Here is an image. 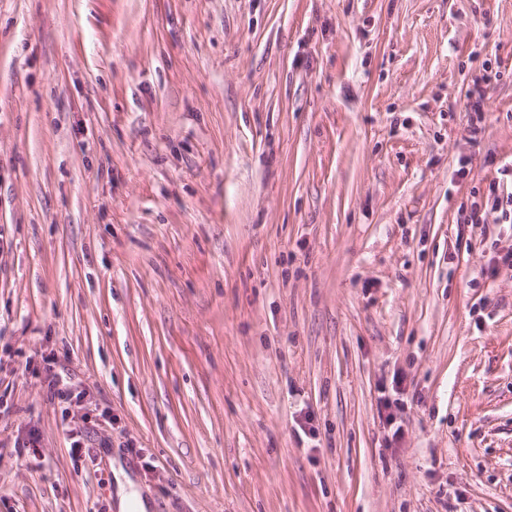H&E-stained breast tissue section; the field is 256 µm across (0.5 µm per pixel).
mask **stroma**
Listing matches in <instances>:
<instances>
[{
    "label": "stroma",
    "mask_w": 512,
    "mask_h": 512,
    "mask_svg": "<svg viewBox=\"0 0 512 512\" xmlns=\"http://www.w3.org/2000/svg\"><path fill=\"white\" fill-rule=\"evenodd\" d=\"M511 159L512 0H0V512H512ZM483 69L485 73L473 81V87L467 93V112H473L476 115L477 122L482 121L484 112L488 107L490 89L501 78L499 71L493 73L489 66L483 67ZM43 362L45 363V366H44V370L49 373L47 379L49 380L48 381V387L50 389V392H53V396L56 397V395L59 397V398H64L65 400H69L70 403H75L76 405L79 404L83 397H84V393L83 391H73L72 389H66L65 391H63L62 389H56V387L60 384V382H62L61 379H59L58 377V374L54 373V374H50L52 369H53V365L52 364H55V358L54 356H46V357H43ZM116 490L114 507L117 512H128V509L135 505L140 509V512H146L148 506L144 500L140 498L136 491L133 489V483L129 477L119 470L115 475Z\"/></svg>",
    "instance_id": "1"
}]
</instances>
